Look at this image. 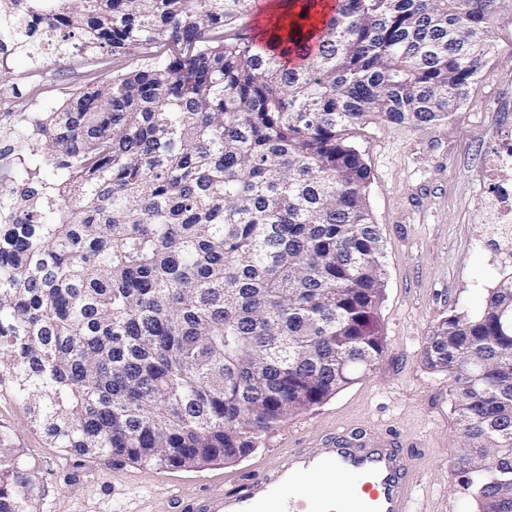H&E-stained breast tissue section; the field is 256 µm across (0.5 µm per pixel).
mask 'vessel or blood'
Returning <instances> with one entry per match:
<instances>
[{"label":"vessel or blood","instance_id":"b4317fda","mask_svg":"<svg viewBox=\"0 0 512 512\" xmlns=\"http://www.w3.org/2000/svg\"><path fill=\"white\" fill-rule=\"evenodd\" d=\"M353 478L348 498L328 492L285 497L284 489L311 476ZM173 512H420L409 457L389 434L368 426L321 441L280 449L257 476L220 496L177 495Z\"/></svg>","mask_w":512,"mask_h":512}]
</instances>
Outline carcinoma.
Instances as JSON below:
<instances>
[{
	"instance_id": "cac0c4a2",
	"label": "carcinoma",
	"mask_w": 512,
	"mask_h": 512,
	"mask_svg": "<svg viewBox=\"0 0 512 512\" xmlns=\"http://www.w3.org/2000/svg\"><path fill=\"white\" fill-rule=\"evenodd\" d=\"M0 0L3 55L73 31L140 66L0 154V384L57 448L158 468L248 456L384 353L369 123L449 119L512 0H336L317 26L230 32L251 0ZM224 28V39L208 37ZM181 46L161 58L158 42ZM456 465L475 512H512V276L436 320ZM37 493L0 435V512Z\"/></svg>"
}]
</instances>
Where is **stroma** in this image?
I'll list each match as a JSON object with an SVG mask.
<instances>
[{
    "label": "stroma",
    "instance_id": "obj_1",
    "mask_svg": "<svg viewBox=\"0 0 512 512\" xmlns=\"http://www.w3.org/2000/svg\"><path fill=\"white\" fill-rule=\"evenodd\" d=\"M495 52L467 105L419 130L370 123L353 140L371 170L369 201L384 243L385 298L379 309L385 352L374 368L322 406L271 431L232 463L158 469L52 447L9 386L0 387V432L38 479L31 512H171L172 492L230 491L224 476L256 474L284 447L367 425L395 435L412 455L424 512H474L459 486V426L448 375L424 364L422 351L438 317L477 312L512 273V243L495 224L487 160L512 143V10L497 17ZM65 57L14 55L0 80V127L36 105L57 108L75 91L134 70L141 53L83 49L68 40Z\"/></svg>",
    "mask_w": 512,
    "mask_h": 512
}]
</instances>
